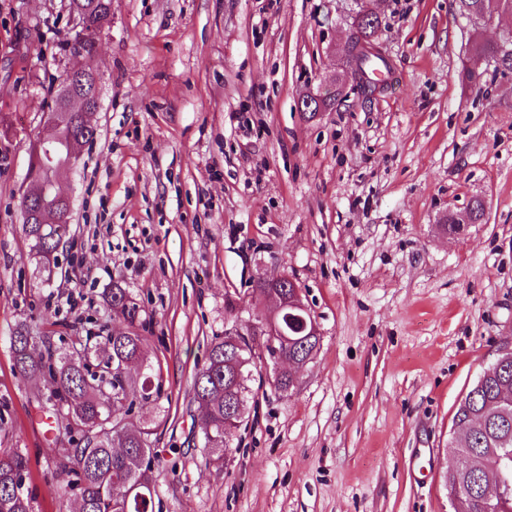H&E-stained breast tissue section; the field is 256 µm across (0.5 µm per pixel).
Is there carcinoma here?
Masks as SVG:
<instances>
[{
	"instance_id": "obj_1",
	"label": "carcinoma",
	"mask_w": 512,
	"mask_h": 512,
	"mask_svg": "<svg viewBox=\"0 0 512 512\" xmlns=\"http://www.w3.org/2000/svg\"><path fill=\"white\" fill-rule=\"evenodd\" d=\"M460 14L499 12L501 0H455ZM69 10L87 16L86 44L108 25L112 18V0H69ZM381 26L374 16L353 27L347 51L373 35ZM473 61H502L512 70V51L496 42L477 41ZM95 131L82 124L65 123L58 131L55 163H69L71 142L88 144ZM25 180L47 188L45 202L52 206L55 194L50 176L37 162V146H32ZM23 232L30 253L40 263L55 261V253L66 236L64 224H34L24 218ZM109 314L129 315L126 289L115 287L108 300ZM145 337L138 333H118L105 338L103 345L91 346L77 339L69 347H53L52 337L31 335L19 326L10 336L13 368L37 383H46L48 393L35 399L49 407L55 429L69 436L68 446L55 449L56 462L73 474L71 490L79 512H153L157 495L152 430L130 421L135 404L152 402L150 376L138 381L119 367L137 363L144 367ZM320 337H296L288 346V355L310 358ZM255 362L250 353L236 346L230 336L214 337L203 365L193 378V403L202 415L203 447L218 456L229 448L233 432L224 431V406L234 399L247 404L248 382ZM453 425L457 427V446L450 448L451 459L462 453H480L502 458L508 465L512 482V359L500 369L483 372L455 408ZM29 459L19 448L0 452V512H33V498L25 487ZM469 489L460 492L462 476L448 465L445 488L451 512H486L485 493H494V512H512V488L496 493L497 481L470 474Z\"/></svg>"
}]
</instances>
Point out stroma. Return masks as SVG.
I'll use <instances>...</instances> for the list:
<instances>
[{
	"label": "stroma",
	"mask_w": 512,
	"mask_h": 512,
	"mask_svg": "<svg viewBox=\"0 0 512 512\" xmlns=\"http://www.w3.org/2000/svg\"><path fill=\"white\" fill-rule=\"evenodd\" d=\"M391 65L370 98L336 87L353 0H112L94 38L97 136L60 183L72 224L51 267L19 198L30 143L73 57L66 0H0V451L22 449L35 512H72L58 431L12 369L18 325L62 338L137 332L159 382L131 418L157 441L155 512H451L460 398L512 345V80L463 76L473 36L512 30L454 0H371ZM480 223L448 236L474 200ZM285 274L319 349L295 388H253L215 461L192 379L208 343L268 313ZM126 288L131 316L107 312ZM84 299L68 310L71 291Z\"/></svg>",
	"instance_id": "1"
}]
</instances>
